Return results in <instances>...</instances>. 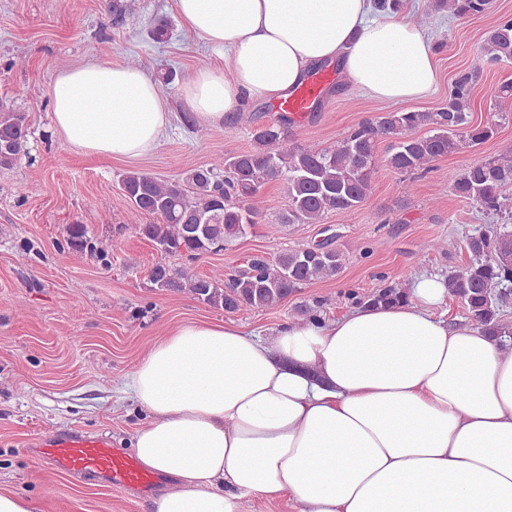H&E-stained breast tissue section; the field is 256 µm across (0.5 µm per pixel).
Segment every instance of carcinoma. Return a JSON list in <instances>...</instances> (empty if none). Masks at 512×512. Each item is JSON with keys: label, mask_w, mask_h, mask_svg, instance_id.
<instances>
[{"label": "carcinoma", "mask_w": 512, "mask_h": 512, "mask_svg": "<svg viewBox=\"0 0 512 512\" xmlns=\"http://www.w3.org/2000/svg\"><path fill=\"white\" fill-rule=\"evenodd\" d=\"M448 9L466 18L484 14L492 0H436L434 9ZM484 56L496 64L512 63V17L500 18L483 47ZM477 72L459 74L446 102L430 111L384 112L361 124L334 146L321 149L288 146L291 120L255 129L253 147L237 155L218 156L191 169L182 178L160 180L133 171L122 179L134 213L157 218L141 224V234L161 254L180 258L173 267L165 262L149 272L151 287L161 291H187L194 299L226 313L272 307L318 280L336 277L343 254L328 237L319 247L299 245L273 259L252 256L226 275L216 269L209 276L196 274L192 263L205 253H219L258 224L261 189L281 181L286 184L288 209L283 224H318L330 212L354 209L372 190L376 148L383 138L394 139L387 165L401 175L405 192L412 191L416 175L429 164L463 145H480L496 134L492 125L470 120ZM26 117L0 103V168L17 161L18 143ZM457 196L495 214H508L507 191L512 189V149L467 166L453 184ZM66 244L77 254L96 251L83 224L67 227ZM469 262L448 276V294L463 304L469 322L496 339L512 335V324L502 319L505 295L496 289L512 284V230L476 229L465 241ZM357 307L398 304L407 299L402 288H379L369 294H349Z\"/></svg>", "instance_id": "1"}]
</instances>
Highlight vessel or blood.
Wrapping results in <instances>:
<instances>
[{"instance_id": "1", "label": "vessel or blood", "mask_w": 512, "mask_h": 512, "mask_svg": "<svg viewBox=\"0 0 512 512\" xmlns=\"http://www.w3.org/2000/svg\"><path fill=\"white\" fill-rule=\"evenodd\" d=\"M329 73L314 74L306 83L280 100L278 112L300 120L307 116L313 105L322 99L330 82ZM34 453L49 469L70 476L93 474L107 486L126 491L145 493L158 485L157 474L144 471L137 461L103 436H91L78 431H63L41 439Z\"/></svg>"}]
</instances>
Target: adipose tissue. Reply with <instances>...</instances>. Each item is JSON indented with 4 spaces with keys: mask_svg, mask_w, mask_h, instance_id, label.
<instances>
[{
    "mask_svg": "<svg viewBox=\"0 0 512 512\" xmlns=\"http://www.w3.org/2000/svg\"><path fill=\"white\" fill-rule=\"evenodd\" d=\"M214 57L179 88L199 124L288 96L337 65L369 97L427 95V32L372 0H175ZM173 114L144 70L60 72L50 125L84 155L139 159ZM443 277L416 276L407 302L331 321H285L270 338L234 323L173 327L129 373L147 420L131 446L168 476L155 512H239L288 497L299 512H512V352L436 309Z\"/></svg>",
    "mask_w": 512,
    "mask_h": 512,
    "instance_id": "obj_1",
    "label": "adipose tissue"
}]
</instances>
